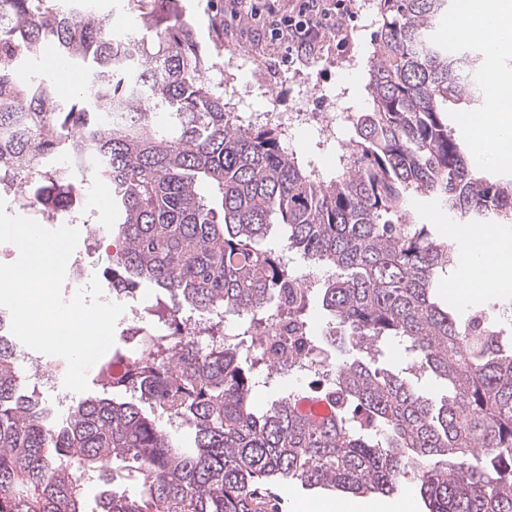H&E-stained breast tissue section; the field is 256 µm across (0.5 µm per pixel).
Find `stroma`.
<instances>
[{"instance_id":"35a3bbf8","label":"stroma","mask_w":512,"mask_h":512,"mask_svg":"<svg viewBox=\"0 0 512 512\" xmlns=\"http://www.w3.org/2000/svg\"><path fill=\"white\" fill-rule=\"evenodd\" d=\"M189 15L197 38L215 66L207 75L222 83L227 111L242 124L280 131L284 145L293 150L306 170L325 178L342 171L346 144L354 131L355 113L372 105L368 90L375 36L382 24L378 0H355L353 14L342 30L331 34L302 62L288 59V45L274 39L268 24L249 9L220 10L210 0H161L160 18L172 10ZM334 116L331 130L317 118ZM110 191L97 184L90 192L101 227L99 250L84 259L88 275H102L112 265V237L104 230L114 220ZM277 512H314L316 506L357 502L353 493L318 490L288 491L275 487Z\"/></svg>"}]
</instances>
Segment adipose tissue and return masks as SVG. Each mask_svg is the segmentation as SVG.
<instances>
[{
	"instance_id": "adipose-tissue-1",
	"label": "adipose tissue",
	"mask_w": 512,
	"mask_h": 512,
	"mask_svg": "<svg viewBox=\"0 0 512 512\" xmlns=\"http://www.w3.org/2000/svg\"><path fill=\"white\" fill-rule=\"evenodd\" d=\"M449 32L459 40L482 45L489 88L486 111L470 114L469 158L472 166L512 163V72L499 66L512 56V0H459L449 20ZM461 247L464 254L453 282L462 296L512 286V237L499 228L476 224Z\"/></svg>"
}]
</instances>
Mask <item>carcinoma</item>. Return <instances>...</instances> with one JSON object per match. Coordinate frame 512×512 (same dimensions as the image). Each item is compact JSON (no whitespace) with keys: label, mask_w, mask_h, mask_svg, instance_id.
<instances>
[{"label":"carcinoma","mask_w":512,"mask_h":512,"mask_svg":"<svg viewBox=\"0 0 512 512\" xmlns=\"http://www.w3.org/2000/svg\"><path fill=\"white\" fill-rule=\"evenodd\" d=\"M85 2L0 0V172L62 206L107 185L122 243L112 294L157 288L150 315L168 332L113 353L99 391L59 417L24 389L16 338L0 337V512H84L91 478L99 512H268L270 485L391 494L407 480L429 512H512V337L483 310L439 304L456 243L407 211L420 197L459 222L512 224V178L472 167L448 128L486 97L482 55L432 36L449 0H379L372 107L353 116L349 163L330 180L276 129L225 111L186 14L162 27L153 0H128L138 29L114 43L110 13ZM47 43L87 72L70 104L34 67ZM275 228L326 273L289 316L308 324L318 299L328 323L308 333L313 360L329 345L341 355L330 373L301 366L315 389L259 410L258 326L300 277L261 246ZM185 307L212 324L178 335ZM227 312L243 323L226 335ZM390 341L410 364L382 361ZM423 377L446 381L440 401Z\"/></svg>","instance_id":"1"}]
</instances>
